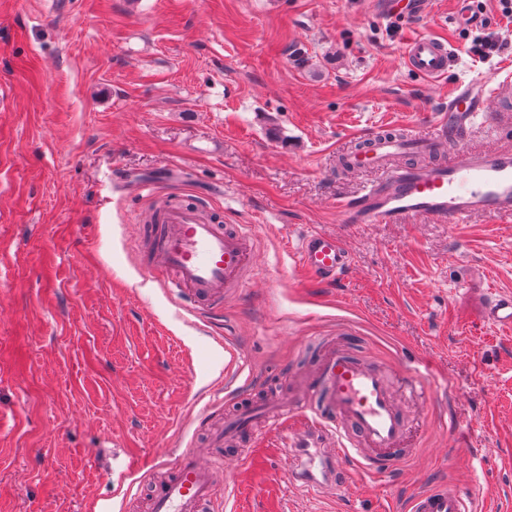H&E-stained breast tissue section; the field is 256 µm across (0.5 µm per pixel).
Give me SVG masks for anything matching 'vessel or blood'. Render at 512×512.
<instances>
[{"instance_id": "b4317fda", "label": "vessel or blood", "mask_w": 512, "mask_h": 512, "mask_svg": "<svg viewBox=\"0 0 512 512\" xmlns=\"http://www.w3.org/2000/svg\"><path fill=\"white\" fill-rule=\"evenodd\" d=\"M454 24L462 29L482 25L480 0H456ZM450 44L419 35L406 45L405 60L425 77L446 74ZM512 102V80L503 79L498 95H491L484 76L459 85L448 99V116L431 133L382 127L362 138L358 149L343 152V170L374 171L376 180L341 207L347 224H400L423 217L437 224H459L474 215L512 217V146L470 148L466 142L478 117L492 105ZM460 149L447 161L435 156L448 140ZM413 153L428 157L420 167H396L395 156ZM161 227L150 239L148 274L165 276L167 288L188 293L206 303L210 312L222 306L224 291L242 284L244 270L255 263L251 236L227 232L195 203L180 200L162 212ZM295 263L307 275L324 283H340L353 265V253L339 237L311 230L299 239ZM484 316L498 325L512 326V295L487 300ZM308 403L254 404L226 416V432L247 438L257 422L290 421L308 431L301 445L300 471L306 482L319 486L334 481L342 466L380 473L395 462L409 459L403 446L407 428L396 396L383 375L343 349H330L315 373L306 379ZM333 437L336 446L315 445L317 437ZM217 488L215 473L194 449H185L166 477L150 490L153 512H212ZM410 512H471L469 497L443 484L417 492L408 502Z\"/></svg>"}]
</instances>
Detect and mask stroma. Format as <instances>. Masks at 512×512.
<instances>
[{"mask_svg":"<svg viewBox=\"0 0 512 512\" xmlns=\"http://www.w3.org/2000/svg\"><path fill=\"white\" fill-rule=\"evenodd\" d=\"M481 8L460 30L453 0L413 20L374 0H0V512H148L144 472L189 446L225 487L217 512H405L439 483L512 512V328L481 312L512 294V219L336 209L373 178L338 172L337 151L428 131L459 81L512 71V17ZM490 32L507 47L486 59ZM422 33L453 44L445 77L406 64ZM172 194L251 228L256 265L219 315L143 270ZM310 229L351 248L343 284L296 266ZM334 346L384 373L412 461L323 491L293 479L289 424L211 447Z\"/></svg>","mask_w":512,"mask_h":512,"instance_id":"obj_1","label":"stroma"}]
</instances>
